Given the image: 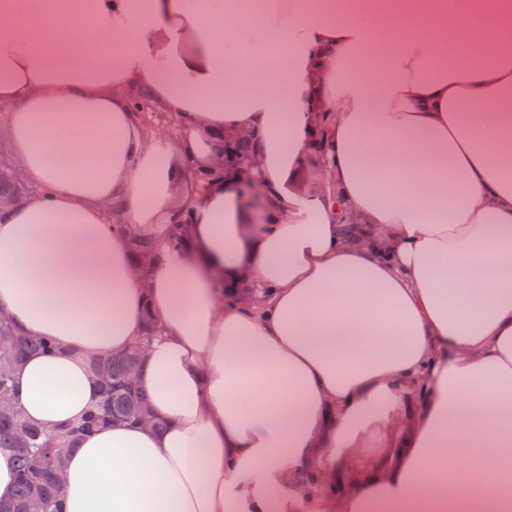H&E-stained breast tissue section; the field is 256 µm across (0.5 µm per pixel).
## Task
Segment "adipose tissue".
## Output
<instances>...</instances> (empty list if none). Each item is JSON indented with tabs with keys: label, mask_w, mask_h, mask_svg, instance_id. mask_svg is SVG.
<instances>
[{
	"label": "adipose tissue",
	"mask_w": 512,
	"mask_h": 512,
	"mask_svg": "<svg viewBox=\"0 0 512 512\" xmlns=\"http://www.w3.org/2000/svg\"><path fill=\"white\" fill-rule=\"evenodd\" d=\"M0 24L34 189L0 209V311L60 348L14 371L25 419L79 418L88 356L158 323L143 384L166 427L83 441L66 512H512V0H0ZM134 94L178 135L147 131ZM226 131L257 146L261 210L235 178L190 184ZM317 136L320 186L295 194ZM223 274L253 302L225 303ZM411 402L394 463L320 490Z\"/></svg>",
	"instance_id": "adipose-tissue-1"
}]
</instances>
